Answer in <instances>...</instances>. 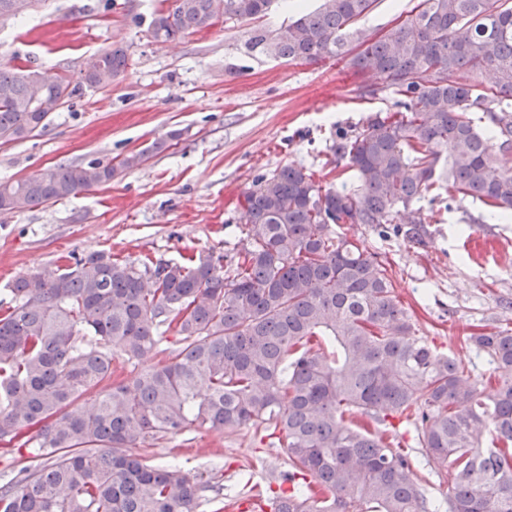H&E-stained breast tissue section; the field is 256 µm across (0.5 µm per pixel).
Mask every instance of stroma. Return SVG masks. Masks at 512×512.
Listing matches in <instances>:
<instances>
[{"label": "stroma", "mask_w": 512, "mask_h": 512, "mask_svg": "<svg viewBox=\"0 0 512 512\" xmlns=\"http://www.w3.org/2000/svg\"><path fill=\"white\" fill-rule=\"evenodd\" d=\"M161 0H41L0 27V61L77 78L84 61L122 45L127 72L86 88L28 138L0 144V182L60 164L115 163L153 141L168 142L112 182L24 211L0 210V308L16 277L53 271L70 253L107 251L123 259L233 254L246 240L244 194L257 176L286 164L340 187L330 146L340 131L388 112L395 98L376 74L345 61L288 63L247 52L249 23L217 22L181 40L148 31ZM376 95H364L367 86ZM177 139H169L171 131ZM482 208L453 200L423 245L363 224L342 228L366 242L393 273L395 290L422 336L468 367L470 383L493 393L503 376L486 355L461 348L463 336L512 322V221L468 223ZM154 463L219 482L225 496L245 483H277L285 449L254 428L234 433L191 427L148 451Z\"/></svg>", "instance_id": "1"}]
</instances>
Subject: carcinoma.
<instances>
[{
  "instance_id": "carcinoma-1",
  "label": "carcinoma",
  "mask_w": 512,
  "mask_h": 512,
  "mask_svg": "<svg viewBox=\"0 0 512 512\" xmlns=\"http://www.w3.org/2000/svg\"><path fill=\"white\" fill-rule=\"evenodd\" d=\"M275 0H173L148 25L161 42L222 17H264ZM378 0H320L275 30L253 27L250 52L289 62L348 60L380 76L395 110L336 135L350 188H324L298 165L258 176L244 196L248 246L179 260L74 255L16 278L0 313V448L32 449L0 484V512H197L223 487L138 450L198 425H251L287 449L288 486L249 496L270 512H440L427 475L400 448L413 425L426 465L448 476V512H512V375L491 398L458 360L431 346L394 292L387 265L339 232L368 224L422 245L439 223L417 203L448 196L512 218V0H418L380 35L359 21ZM80 81L35 97L31 72L0 62V141L46 126L83 86L105 88L129 58L114 45ZM486 75V86L473 74ZM157 141L121 159L141 166ZM90 161L0 183V209L55 203L112 181ZM165 360L130 379L133 364ZM512 372V329L465 337Z\"/></svg>"
}]
</instances>
